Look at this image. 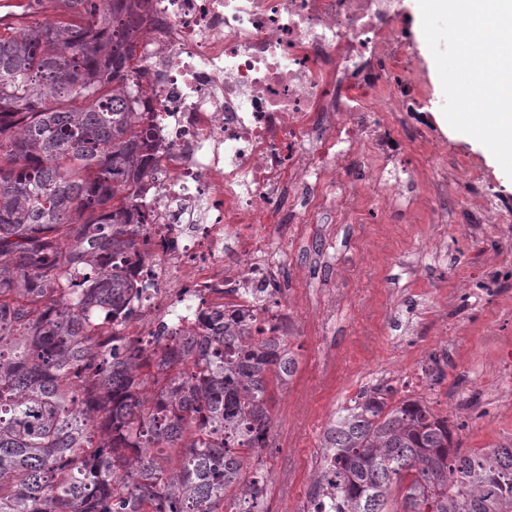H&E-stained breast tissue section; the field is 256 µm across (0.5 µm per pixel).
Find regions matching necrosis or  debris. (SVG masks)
Segmentation results:
<instances>
[{"label":"necrosis or debris","instance_id":"4bbe7bcc","mask_svg":"<svg viewBox=\"0 0 512 512\" xmlns=\"http://www.w3.org/2000/svg\"><path fill=\"white\" fill-rule=\"evenodd\" d=\"M138 43L141 109L159 141L143 193L147 256L127 335H211L233 310L293 323L273 248L291 224L388 216L397 158L377 130L408 102L364 69L403 58L402 0H151ZM360 174L368 193L347 187Z\"/></svg>","mask_w":512,"mask_h":512}]
</instances>
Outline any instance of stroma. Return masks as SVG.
<instances>
[{
	"label": "stroma",
	"instance_id": "35a3bbf8",
	"mask_svg": "<svg viewBox=\"0 0 512 512\" xmlns=\"http://www.w3.org/2000/svg\"><path fill=\"white\" fill-rule=\"evenodd\" d=\"M399 38L421 64L431 104L400 113L385 130L399 137L406 166L401 173L411 198H424L437 170L470 163L476 177L465 186L447 185L446 232L439 250L426 209L416 221L393 222L383 234L376 221L365 224H305L283 253L287 297H306L295 307L288 345L297 362L287 389L274 395L273 457L270 474L288 471L287 487L271 485L276 512H295L322 454L327 424L349 406L360 389L393 385L397 398L412 395L459 427L464 447L512 443V417L485 398L477 412L461 415L452 396L470 383L493 382L495 354L483 329L497 325L512 337V291L484 258L512 244V178L492 163L488 149L444 121V95L435 60L421 29L417 0H403ZM419 127L443 148L430 161L424 147L406 140V126ZM488 194L504 215L503 224L482 226L474 236L456 229L468 196Z\"/></svg>",
	"mask_w": 512,
	"mask_h": 512
}]
</instances>
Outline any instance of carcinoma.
I'll use <instances>...</instances> for the list:
<instances>
[{
	"label": "carcinoma",
	"mask_w": 512,
	"mask_h": 512,
	"mask_svg": "<svg viewBox=\"0 0 512 512\" xmlns=\"http://www.w3.org/2000/svg\"><path fill=\"white\" fill-rule=\"evenodd\" d=\"M144 0H29L0 18V512H265L277 336L124 335L140 196ZM360 390L333 419L314 512H512V445Z\"/></svg>",
	"instance_id": "cac0c4a2"
}]
</instances>
